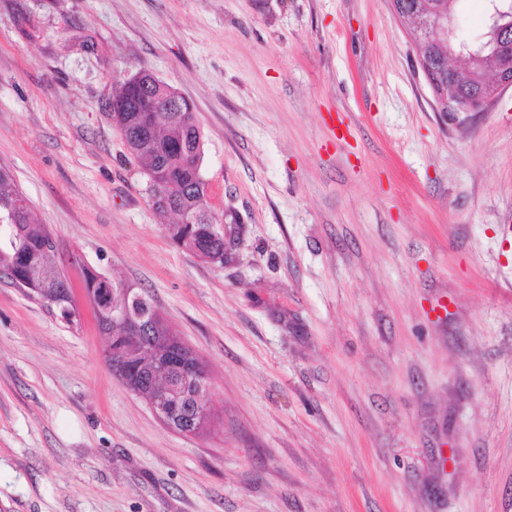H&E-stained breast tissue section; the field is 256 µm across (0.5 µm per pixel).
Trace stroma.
Masks as SVG:
<instances>
[{"label": "stroma", "mask_w": 512, "mask_h": 512, "mask_svg": "<svg viewBox=\"0 0 512 512\" xmlns=\"http://www.w3.org/2000/svg\"><path fill=\"white\" fill-rule=\"evenodd\" d=\"M389 0H0V166L55 239L145 290L207 367L166 427L0 280V512H512V89L449 121ZM149 71L192 104L223 264L113 126Z\"/></svg>", "instance_id": "obj_1"}]
</instances>
